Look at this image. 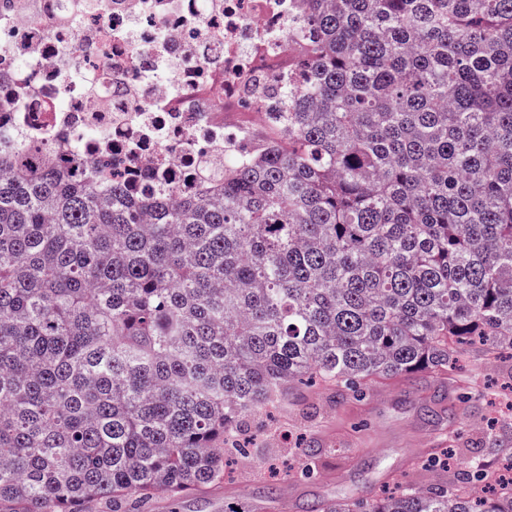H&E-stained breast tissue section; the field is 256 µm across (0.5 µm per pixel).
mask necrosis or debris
Instances as JSON below:
<instances>
[{
  "instance_id": "4bbe7bcc",
  "label": "necrosis or debris",
  "mask_w": 512,
  "mask_h": 512,
  "mask_svg": "<svg viewBox=\"0 0 512 512\" xmlns=\"http://www.w3.org/2000/svg\"><path fill=\"white\" fill-rule=\"evenodd\" d=\"M305 0H0V138L71 175L103 161L129 196L200 194L228 149L277 132V84L306 77Z\"/></svg>"
}]
</instances>
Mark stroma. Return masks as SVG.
I'll return each mask as SVG.
<instances>
[{
	"instance_id": "1",
	"label": "stroma",
	"mask_w": 512,
	"mask_h": 512,
	"mask_svg": "<svg viewBox=\"0 0 512 512\" xmlns=\"http://www.w3.org/2000/svg\"><path fill=\"white\" fill-rule=\"evenodd\" d=\"M250 423L251 450L231 458L223 483L176 498L155 495L150 512H279L265 484L274 462L294 471L290 512H304L317 500L427 481L429 471L416 463L438 448L455 461L447 479L456 486L459 464L497 467L512 448V356L468 345L444 381L426 374L381 380L366 396L338 402L321 385H303L288 404L260 411ZM289 435L310 441L312 454L296 456Z\"/></svg>"
}]
</instances>
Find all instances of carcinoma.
Returning a JSON list of instances; mask_svg holds the SVG:
<instances>
[{
    "mask_svg": "<svg viewBox=\"0 0 512 512\" xmlns=\"http://www.w3.org/2000/svg\"><path fill=\"white\" fill-rule=\"evenodd\" d=\"M311 81L197 198L0 144V512L202 491L246 420L512 354V0H307ZM306 512H512L483 465Z\"/></svg>",
    "mask_w": 512,
    "mask_h": 512,
    "instance_id": "1",
    "label": "carcinoma"
}]
</instances>
